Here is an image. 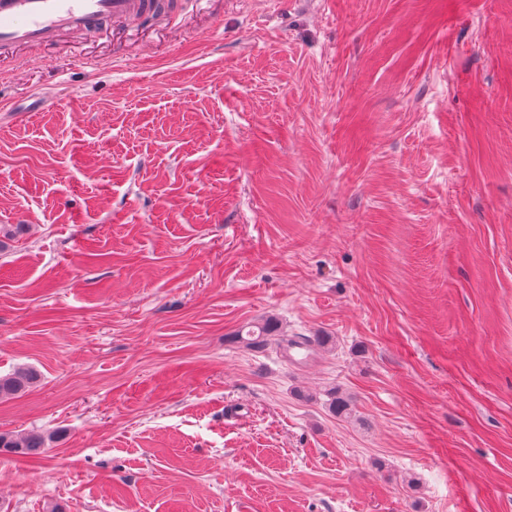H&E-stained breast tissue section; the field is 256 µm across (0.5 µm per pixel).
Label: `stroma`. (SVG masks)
Segmentation results:
<instances>
[{"instance_id": "stroma-1", "label": "stroma", "mask_w": 512, "mask_h": 512, "mask_svg": "<svg viewBox=\"0 0 512 512\" xmlns=\"http://www.w3.org/2000/svg\"><path fill=\"white\" fill-rule=\"evenodd\" d=\"M268 322L312 357L238 339ZM27 365L0 432L54 440L0 452V512H512V0H175L1 51ZM50 440L49 434L35 430L21 437L0 433V450L25 457L42 455Z\"/></svg>"}]
</instances>
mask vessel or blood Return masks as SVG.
I'll return each instance as SVG.
<instances>
[{
    "mask_svg": "<svg viewBox=\"0 0 512 512\" xmlns=\"http://www.w3.org/2000/svg\"><path fill=\"white\" fill-rule=\"evenodd\" d=\"M159 0H0V48L42 44L66 31L91 34L103 21L137 25L158 9Z\"/></svg>",
    "mask_w": 512,
    "mask_h": 512,
    "instance_id": "obj_1",
    "label": "vessel or blood"
}]
</instances>
